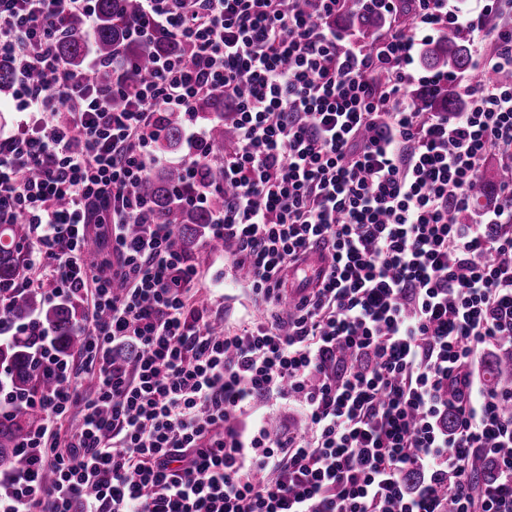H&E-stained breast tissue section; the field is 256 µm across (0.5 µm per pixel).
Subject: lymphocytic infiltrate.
<instances>
[{"instance_id": "lymphocytic-infiltrate-1", "label": "lymphocytic infiltrate", "mask_w": 512, "mask_h": 512, "mask_svg": "<svg viewBox=\"0 0 512 512\" xmlns=\"http://www.w3.org/2000/svg\"><path fill=\"white\" fill-rule=\"evenodd\" d=\"M95 2L0 0L21 114L0 133V224L28 226L27 274L0 289V341L17 294L93 299L81 368L38 331L56 383L21 402L40 415L23 441L32 467L0 488V512H512V389L481 390L471 371L512 345V182L487 222L454 219L488 153L512 170V81L496 79L512 74V25L477 57L495 79L463 84L465 111L409 93L452 80L418 74L424 44L481 40L482 16L511 15L512 0H482L475 17L410 0L369 49L336 36L345 0L312 14L299 0H141L130 37L183 52L151 57L131 89L115 65L108 91L57 51L72 16L94 24ZM214 95L235 131L218 154L194 116ZM171 112L191 117L182 200H206L199 171L223 168L208 238L246 270L263 320L217 331L199 263L140 192ZM92 224L109 227L110 273L87 258ZM315 250L330 264L281 317L288 271ZM122 345L136 355L119 367ZM273 400L303 404L308 437L254 419ZM73 410L81 426L47 459ZM476 456L494 461L490 479L472 476Z\"/></svg>"}]
</instances>
